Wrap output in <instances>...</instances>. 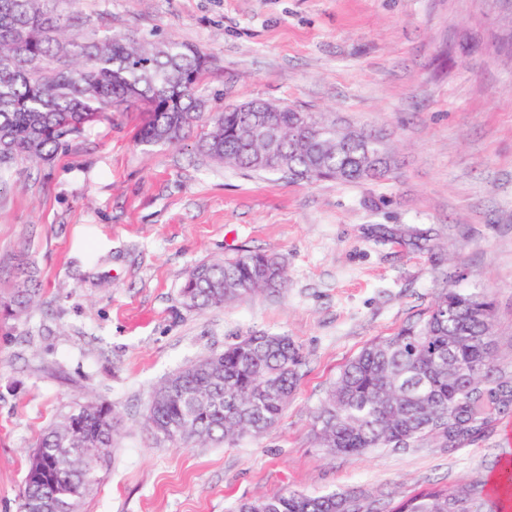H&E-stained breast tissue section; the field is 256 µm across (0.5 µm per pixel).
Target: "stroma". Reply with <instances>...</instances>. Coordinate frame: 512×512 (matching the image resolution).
Returning <instances> with one entry per match:
<instances>
[{
	"label": "stroma",
	"mask_w": 512,
	"mask_h": 512,
	"mask_svg": "<svg viewBox=\"0 0 512 512\" xmlns=\"http://www.w3.org/2000/svg\"><path fill=\"white\" fill-rule=\"evenodd\" d=\"M89 38L206 52L208 106L249 100L386 133L398 166L368 183H294L200 154L196 127L143 147L136 109L0 182V512H19L42 432L85 401L120 418L80 512H234L244 499L348 492L389 512L429 484L489 483L512 458V414L470 445L431 439L354 457L318 448L313 414L343 366L446 288L494 304L495 364L512 374V0H55ZM239 249L288 263L282 292L198 313L189 270ZM36 306L7 304L24 272ZM255 331L300 345V379L259 438L186 448L144 420L164 378Z\"/></svg>",
	"instance_id": "35a3bbf8"
}]
</instances>
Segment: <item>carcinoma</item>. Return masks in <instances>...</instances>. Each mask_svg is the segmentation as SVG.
<instances>
[{
  "instance_id": "obj_1",
  "label": "carcinoma",
  "mask_w": 512,
  "mask_h": 512,
  "mask_svg": "<svg viewBox=\"0 0 512 512\" xmlns=\"http://www.w3.org/2000/svg\"><path fill=\"white\" fill-rule=\"evenodd\" d=\"M209 56L173 40L73 32L46 0H0V179L22 158L51 161L68 142L130 105L145 114L136 137L151 146L176 144L198 123L211 125L197 144L205 156L254 172L294 169L301 181L361 183L387 179L396 160L385 138L347 132L322 113L204 112ZM263 119L283 139L268 153L250 136ZM287 285L285 261L243 250L222 262L195 265L181 304L203 311ZM30 279L14 289L17 315L36 302ZM493 303L480 291L449 288L418 321L365 347L341 371L317 408L313 433L329 455L372 448H409L427 437L461 449L512 413V376L495 365ZM301 349L285 335L252 333L165 378L149 400L147 427L158 442L180 446L234 443L268 433L280 420L298 380ZM117 418L112 408L81 403L39 437L45 481L24 487L19 512L50 498L55 512H77L97 481L87 448L112 457ZM478 487L433 486L389 512H494ZM235 512H376L351 495L282 491L240 501Z\"/></svg>"
}]
</instances>
